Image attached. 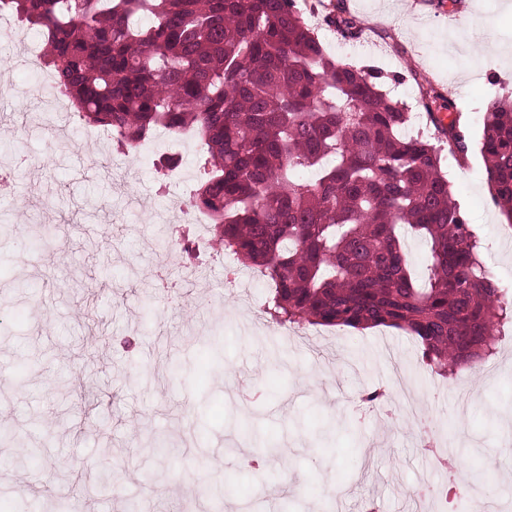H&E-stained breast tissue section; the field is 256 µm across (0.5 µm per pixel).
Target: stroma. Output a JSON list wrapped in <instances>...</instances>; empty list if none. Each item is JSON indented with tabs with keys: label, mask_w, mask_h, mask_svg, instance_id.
<instances>
[{
	"label": "stroma",
	"mask_w": 512,
	"mask_h": 512,
	"mask_svg": "<svg viewBox=\"0 0 512 512\" xmlns=\"http://www.w3.org/2000/svg\"><path fill=\"white\" fill-rule=\"evenodd\" d=\"M344 0L362 27L346 62L372 66L384 86L426 118L406 69L415 62L452 99L471 138L464 162L442 169L475 224L487 267L512 288V229L491 203L476 113L512 92V0ZM493 32L501 50L481 53ZM0 47V154L22 153L13 195L0 198V512H44L54 497L69 512H415L411 489L448 485L409 421H379L364 390L389 387L394 371L413 383L438 431L467 435L454 460L470 473H512V325L497 353L468 385L459 417L455 381L428 370L420 344L390 327L286 329L261 309L268 283L225 289L224 264L197 270L196 255L171 250L170 197L160 189L167 159L194 169L196 150L175 147L128 167L140 223L119 224L123 208L111 147L69 128V145L49 129L54 91ZM183 272L180 295L156 290L163 268ZM27 448L29 470L13 461ZM91 487L72 492L73 482Z\"/></svg>",
	"instance_id": "obj_1"
}]
</instances>
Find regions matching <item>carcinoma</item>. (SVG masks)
Segmentation results:
<instances>
[{"label": "carcinoma", "instance_id": "carcinoma-1", "mask_svg": "<svg viewBox=\"0 0 512 512\" xmlns=\"http://www.w3.org/2000/svg\"><path fill=\"white\" fill-rule=\"evenodd\" d=\"M293 2L0 0V13L38 31L74 115L119 147L159 128L204 141L193 201L224 249L267 279L277 324L395 327L444 378L481 368L512 294L442 173L444 155L468 152L461 116L413 70L434 133H407L404 104L330 56ZM325 21L359 35L338 3ZM481 153L512 226V95L486 107ZM402 230L429 244L422 282Z\"/></svg>", "mask_w": 512, "mask_h": 512}]
</instances>
